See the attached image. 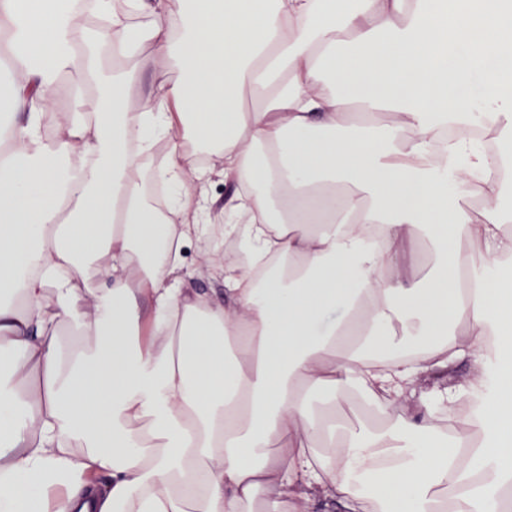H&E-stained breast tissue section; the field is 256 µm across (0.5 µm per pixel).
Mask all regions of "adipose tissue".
<instances>
[{
  "mask_svg": "<svg viewBox=\"0 0 512 512\" xmlns=\"http://www.w3.org/2000/svg\"><path fill=\"white\" fill-rule=\"evenodd\" d=\"M126 4L93 0L111 24L92 30L71 0H0V512H367L370 498L436 512L441 488L452 512H504L512 282L494 271L512 257V186L464 133L453 149L478 181L449 185L434 141L449 115L477 114L512 144V0ZM143 12L149 25L127 22ZM142 43L183 77L132 113V73L106 53ZM73 66L76 103L51 148V88ZM184 129L239 188L227 224L203 222L183 185L196 160L176 148L160 171L167 213L144 198L141 156ZM423 230L443 250L421 285L410 255ZM198 234L248 255L217 265L223 303L173 276ZM92 280L88 319L79 286ZM459 360L469 383L439 385ZM356 380L382 396L385 425L335 436L309 394ZM488 385L485 414L446 446L441 415ZM474 433L480 448L460 455ZM358 480L371 497L352 493Z\"/></svg>",
  "mask_w": 512,
  "mask_h": 512,
  "instance_id": "1",
  "label": "adipose tissue"
}]
</instances>
